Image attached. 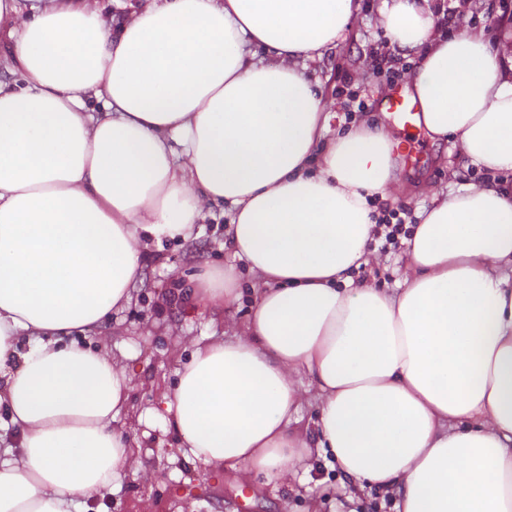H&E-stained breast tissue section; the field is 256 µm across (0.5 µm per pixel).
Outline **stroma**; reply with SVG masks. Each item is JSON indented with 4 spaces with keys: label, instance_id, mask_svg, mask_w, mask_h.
Wrapping results in <instances>:
<instances>
[{
    "label": "stroma",
    "instance_id": "35a3bbf8",
    "mask_svg": "<svg viewBox=\"0 0 512 512\" xmlns=\"http://www.w3.org/2000/svg\"><path fill=\"white\" fill-rule=\"evenodd\" d=\"M380 3L361 0V11L346 41L311 65L309 73L334 114L333 125L347 128L364 117L374 124H386L397 141H410L412 155L398 157L403 189L384 199L375 198L373 209L401 208L417 219L430 205L433 193L487 183L491 177L468 164L447 143L433 141L422 129L404 128L394 116L382 112L386 93L401 89L412 67L407 57L396 56L392 74L374 73L371 49L395 56L378 25ZM462 11L471 26L485 29L488 36L512 38V10L503 11L500 0H468ZM490 15L497 18V25L487 24ZM351 92L370 102V109L346 113ZM212 212L191 242L164 239L143 253L142 277L132 289L133 299L113 314L104 331L113 354L124 360L130 372L134 417L130 435L141 446L143 466L157 477L127 478L113 492L90 501L91 512H392L391 499L379 490L351 493L350 481L332 461L315 462L308 485L274 488L244 471H197L183 458L177 436L164 424L162 395L174 388L176 372L189 359L195 343L233 335L254 298V280L243 267L238 270L242 297L232 307L196 309L174 293L177 283H189L201 268L233 261L226 219L220 207H213ZM401 256L398 250L376 252L370 264L354 271L353 278L382 288L396 287L405 277Z\"/></svg>",
    "mask_w": 512,
    "mask_h": 512
}]
</instances>
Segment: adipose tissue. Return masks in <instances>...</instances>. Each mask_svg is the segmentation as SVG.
Returning a JSON list of instances; mask_svg holds the SVG:
<instances>
[{
    "label": "adipose tissue",
    "mask_w": 512,
    "mask_h": 512,
    "mask_svg": "<svg viewBox=\"0 0 512 512\" xmlns=\"http://www.w3.org/2000/svg\"><path fill=\"white\" fill-rule=\"evenodd\" d=\"M358 0H0V512H70L133 474L117 421L129 376L103 329L152 241L189 239L212 205L254 276L242 335L197 344L164 421L193 465L305 482L313 456L395 512H512V188L433 198L405 238L407 276L355 282L373 209L398 179L384 126L330 133L308 75ZM430 0H382L413 57L417 126L487 174L512 173L505 44L445 31ZM316 171H308L309 160ZM178 297L241 298L234 267ZM307 378L315 440L298 428Z\"/></svg>",
    "instance_id": "ef3b65f1"
}]
</instances>
